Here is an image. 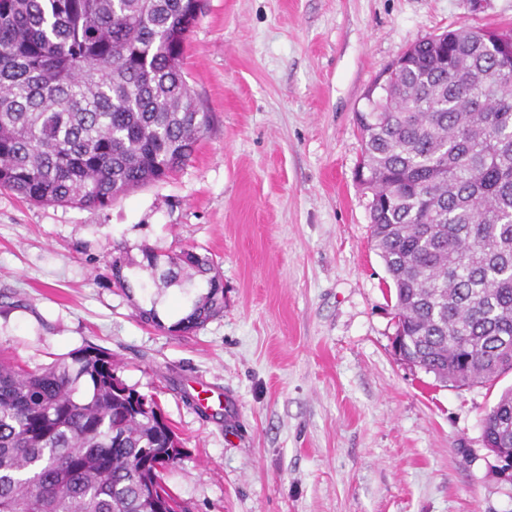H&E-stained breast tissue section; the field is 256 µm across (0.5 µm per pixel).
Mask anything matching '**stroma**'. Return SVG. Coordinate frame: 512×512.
Segmentation results:
<instances>
[{
  "label": "stroma",
  "mask_w": 512,
  "mask_h": 512,
  "mask_svg": "<svg viewBox=\"0 0 512 512\" xmlns=\"http://www.w3.org/2000/svg\"><path fill=\"white\" fill-rule=\"evenodd\" d=\"M512 28V0H203L186 81L211 121L167 179L82 209L0 190V350L29 366L93 345L184 442L166 472L192 512H512L482 419L392 350L393 304L356 179L355 121L417 41ZM207 249L224 311L179 336L117 288L118 253Z\"/></svg>",
  "instance_id": "1"
}]
</instances>
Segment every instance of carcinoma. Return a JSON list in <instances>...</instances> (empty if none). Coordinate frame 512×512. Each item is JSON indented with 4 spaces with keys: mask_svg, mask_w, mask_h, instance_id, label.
<instances>
[{
    "mask_svg": "<svg viewBox=\"0 0 512 512\" xmlns=\"http://www.w3.org/2000/svg\"><path fill=\"white\" fill-rule=\"evenodd\" d=\"M202 0H0V189L106 209L192 156L209 113L182 61ZM458 27L418 41L357 113L371 238L394 296L393 345L457 387L512 371V31ZM147 288H201L165 326L224 311L207 253L142 248ZM134 262L112 260L116 287ZM512 449V389L483 418ZM184 444L153 397L87 346L30 368L0 353V512H189L165 470Z\"/></svg>",
    "mask_w": 512,
    "mask_h": 512,
    "instance_id": "obj_1",
    "label": "carcinoma"
}]
</instances>
